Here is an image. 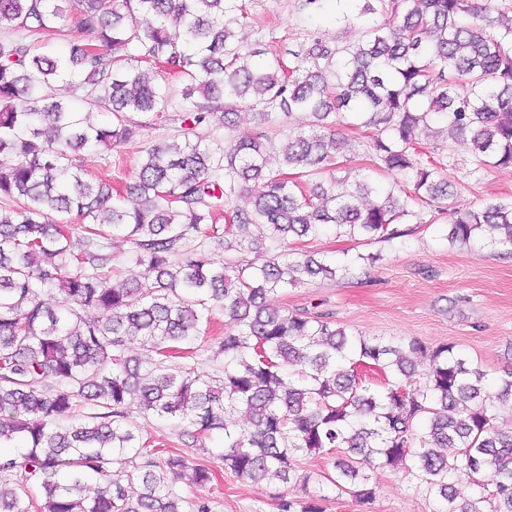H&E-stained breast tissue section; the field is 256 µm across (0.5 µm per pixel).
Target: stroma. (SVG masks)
I'll return each mask as SVG.
<instances>
[{
  "label": "stroma",
  "mask_w": 512,
  "mask_h": 512,
  "mask_svg": "<svg viewBox=\"0 0 512 512\" xmlns=\"http://www.w3.org/2000/svg\"><path fill=\"white\" fill-rule=\"evenodd\" d=\"M254 23L239 31L241 40L262 41L276 50L284 64H292L289 49L313 33L331 42H351L359 29L342 22L333 0H325L315 12L301 9L299 0H245ZM160 81L169 89L172 105L158 115H135L136 136L112 151L90 147L79 156L87 180H112L114 185L131 183L142 152L150 145L183 140L179 104L183 85L169 75ZM424 151L444 164L450 183L461 184L459 195L449 205H482L490 198L512 197V169L471 173L466 143L423 141ZM447 219L428 208L418 217L400 222L401 238L390 242L377 239L354 240L337 236L334 227L294 241L290 249L312 254L330 262L372 255L349 270L337 271L335 279L288 287L271 296L277 308L303 316L325 314L355 336L386 341L416 338L431 345L450 344L479 363L490 377L501 375L512 365V251L475 241L468 246L449 245ZM226 319L215 312L206 333L193 342L190 358L173 359V366H187L202 375L222 373L223 358L217 357L218 340ZM131 421L151 447L181 454L191 463L213 469L216 479L195 484L191 472H183L174 490L189 502H208L212 512H280L281 498L307 499L322 496L324 512H431L433 504L407 473L388 468L371 471L377 488L373 504L360 506L349 494L338 492L330 483L332 466L327 454L301 460L311 472L308 487L281 483L256 485L224 470L216 458L220 437H213L207 450L184 446L183 428L175 421L155 415L131 412Z\"/></svg>",
  "instance_id": "stroma-1"
}]
</instances>
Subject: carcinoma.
<instances>
[{
    "label": "carcinoma",
    "instance_id": "1",
    "mask_svg": "<svg viewBox=\"0 0 512 512\" xmlns=\"http://www.w3.org/2000/svg\"><path fill=\"white\" fill-rule=\"evenodd\" d=\"M353 2L344 21H382L345 44L311 35L287 68L260 42L235 39L250 19L242 0H0V34L14 35L0 40V155L12 156L0 164V444L23 445L0 452V480L15 486L0 512H211L172 489L187 460L145 450L133 406L187 423L194 442L223 434L216 458L254 483H305L299 458L346 448L331 483L361 504L376 495L365 470L402 467L433 512H512V432L495 425L512 404V366L492 392L487 371L452 345L349 336L321 314L270 306L288 285L336 277L313 255L273 251L244 268L194 244L203 224L219 234L221 215L224 251L240 254L258 248L241 234L251 225L284 245L328 225L398 239L394 224L418 217L409 203L440 209L452 187L423 136L469 140L472 174L512 168V4ZM72 8L67 55L36 51L30 38ZM160 70L184 83V145L146 149L123 194L85 179L79 152L126 142L138 126L129 114L168 106ZM60 83L94 94L112 122L72 111ZM241 108L257 125L236 137ZM217 111L224 145L190 139ZM295 113L305 127L274 142L268 129ZM342 115L369 130L368 160L393 178L385 188L335 175L353 151L336 130ZM251 181L264 191L241 206ZM71 214L85 221L77 253L73 225L57 220ZM114 231L134 245L144 280L112 286ZM478 236L512 250V198L449 214V244ZM45 290L54 303L41 301ZM216 308L229 325L217 351L224 377L167 366ZM136 338L141 352L125 356ZM413 356L426 368L408 390L398 376L415 371ZM366 364L379 383L358 377ZM238 411L242 426L227 420ZM479 477L490 493L459 500L455 485ZM296 505L283 499L280 510L323 512L316 499Z\"/></svg>",
    "mask_w": 512,
    "mask_h": 512
}]
</instances>
